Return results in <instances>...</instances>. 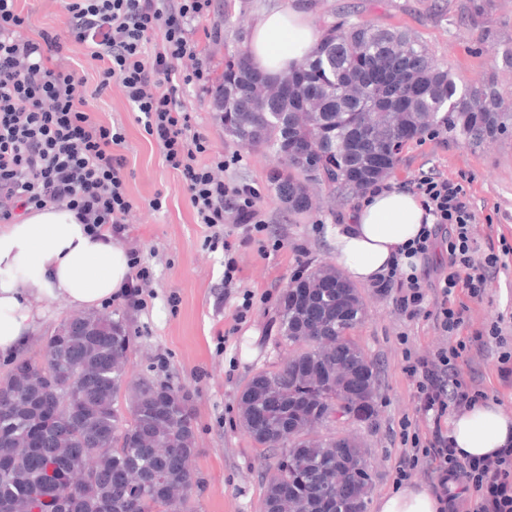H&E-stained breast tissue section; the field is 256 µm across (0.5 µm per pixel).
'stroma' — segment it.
<instances>
[{"mask_svg": "<svg viewBox=\"0 0 512 512\" xmlns=\"http://www.w3.org/2000/svg\"><path fill=\"white\" fill-rule=\"evenodd\" d=\"M281 2L216 0L223 39L207 45L212 84L223 81L225 59L244 49L257 14ZM300 2L322 29L346 21L408 31L458 85L493 82L503 111L512 114V64L506 59L512 51V0ZM19 8L27 19L26 35L66 30L59 0H20ZM63 63L85 68L96 118L124 134L118 152L126 160L134 208L119 240L150 272L140 302L112 300L99 312L123 316L132 336V376L148 375L190 395L198 448L192 466L200 480L191 494L193 512H264L269 473L241 425V393L256 373L287 361L291 348L279 335L283 293L297 274L332 262L327 228L347 223L353 207L335 203L327 189L311 182V209L288 215L270 186L271 175L284 166L282 158L266 149L243 148L225 136L211 96L188 88L186 104L215 151L229 160L225 181L255 188L265 221L260 231L227 232L228 248L213 247L206 226L194 220L178 172L138 122L118 84L99 89L95 71L85 67L83 46L68 44ZM432 170L466 186L479 249L508 248L483 300L469 301L464 333L476 335L497 321L512 341V127L477 146L455 140L444 128L426 133L403 146L390 178L401 183ZM157 198L162 201L158 209L152 206ZM360 291L364 314L352 334L378 373L374 412L369 420L343 423L336 431L364 452L371 504L394 486L395 466L406 448L401 423L416 415L415 387L403 370V356L409 350L430 352L441 337L426 314H400L393 294L371 284ZM462 373L486 399L512 414V379L499 375L495 343L473 344Z\"/></svg>", "mask_w": 512, "mask_h": 512, "instance_id": "1", "label": "stroma"}]
</instances>
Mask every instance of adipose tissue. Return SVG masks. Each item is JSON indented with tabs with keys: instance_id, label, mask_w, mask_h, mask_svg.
<instances>
[{
	"instance_id": "ef3b65f1",
	"label": "adipose tissue",
	"mask_w": 512,
	"mask_h": 512,
	"mask_svg": "<svg viewBox=\"0 0 512 512\" xmlns=\"http://www.w3.org/2000/svg\"><path fill=\"white\" fill-rule=\"evenodd\" d=\"M320 34L295 0L261 11L246 43L252 64L282 76L313 49ZM426 209L399 183L364 195L349 223L327 230L336 264L348 278L369 284L392 268L412 274L417 256L405 246L419 236ZM131 282L125 247L111 232H88L75 213L49 206L0 225V355L12 357L42 316L40 302L60 299L92 309L120 296ZM448 436L459 457L483 456L512 446V415L492 401L477 400L453 414ZM441 504L423 485H402L378 498L376 512H439Z\"/></svg>"
}]
</instances>
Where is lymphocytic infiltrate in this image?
<instances>
[{
  "instance_id": "f902f5d3",
  "label": "lymphocytic infiltrate",
  "mask_w": 512,
  "mask_h": 512,
  "mask_svg": "<svg viewBox=\"0 0 512 512\" xmlns=\"http://www.w3.org/2000/svg\"><path fill=\"white\" fill-rule=\"evenodd\" d=\"M19 0H0V223L18 211L63 206L89 231L125 223L134 207L126 192L124 136L101 124L89 106L86 78L59 66L66 42L84 46L100 87L118 83L145 131L160 145L190 194L196 223L215 231L225 224L261 226L258 195L247 185L224 180V159L208 136L195 128L182 100L185 87L206 90L210 57L195 40V28L210 18L213 0H63L65 35L47 31L23 36ZM420 196L432 226L412 252L428 256L448 243V272L434 288L432 317L441 335L452 338L425 355H406L404 371L415 385L416 412L428 423L422 440L397 467L398 481L414 469L427 475L443 512H512V447L494 455L461 459L443 421L479 397L465 380L467 343L459 336L468 308L458 292L483 299L500 257L476 258L471 228L476 215L469 194L439 173L407 182ZM378 288L395 291L398 310L416 316L425 303L417 275L391 271Z\"/></svg>"
}]
</instances>
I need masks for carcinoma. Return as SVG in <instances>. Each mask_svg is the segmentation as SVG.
Instances as JSON below:
<instances>
[{"label":"carcinoma","instance_id":"carcinoma-1","mask_svg":"<svg viewBox=\"0 0 512 512\" xmlns=\"http://www.w3.org/2000/svg\"><path fill=\"white\" fill-rule=\"evenodd\" d=\"M224 134L246 148L284 154L285 167L271 178L277 198L291 214L310 209L306 183L317 182L350 200L357 191L385 177L395 166L404 142L435 127L453 138L478 145L508 130L509 116L490 83L458 89L448 70L406 31L361 23L330 26L314 54L281 78L269 81L250 67L244 52L224 64L222 84ZM322 280H343L336 267L323 265L287 288L280 311L281 338L294 346L293 361L262 371L242 391V425L273 471L288 480L294 512H365L364 498L336 497L331 478L343 466L368 484L362 448L331 432L310 440L314 424L334 426L364 421L373 413L378 376L362 349L349 336L360 322L363 302L358 288L346 284L342 306L330 288L308 287ZM328 336L326 347L307 336ZM131 336L123 317L101 322L95 334L64 345H51L41 361L26 355L32 382L26 389L0 378V512L30 503V512H189L188 497L168 498L187 482L182 463L197 453L194 421L187 395L167 386L169 427L156 428V397L162 383L128 378L126 364L112 372L82 377L104 348L127 358ZM71 381L61 416L45 426L28 456H18L14 440L28 424V408L37 405L52 385ZM126 397L121 405L120 397ZM72 443L75 463L91 475L76 488L36 464L53 459L61 436ZM165 442L160 457L148 446ZM164 475L162 484L156 482ZM280 486L266 484L264 509L274 512Z\"/></svg>","mask_w":512,"mask_h":512}]
</instances>
